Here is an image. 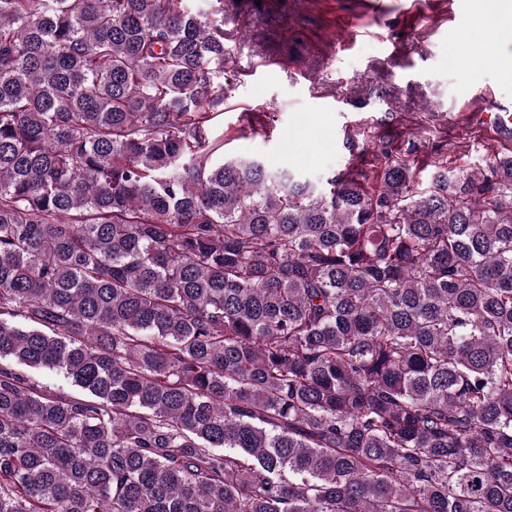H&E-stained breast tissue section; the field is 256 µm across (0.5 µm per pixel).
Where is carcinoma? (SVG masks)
<instances>
[{
  "mask_svg": "<svg viewBox=\"0 0 512 512\" xmlns=\"http://www.w3.org/2000/svg\"><path fill=\"white\" fill-rule=\"evenodd\" d=\"M229 55L0 0V512H512V154L216 162ZM26 373L36 384L49 389L51 392L73 396L81 394V390L77 386H74L70 380L65 379L63 374L60 372L49 370H27Z\"/></svg>",
  "mask_w": 512,
  "mask_h": 512,
  "instance_id": "carcinoma-1",
  "label": "carcinoma"
}]
</instances>
